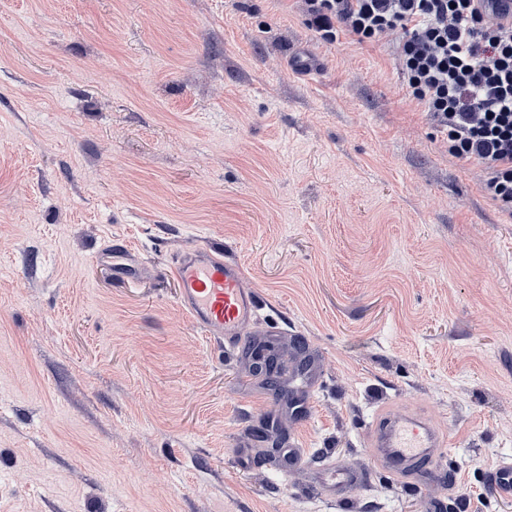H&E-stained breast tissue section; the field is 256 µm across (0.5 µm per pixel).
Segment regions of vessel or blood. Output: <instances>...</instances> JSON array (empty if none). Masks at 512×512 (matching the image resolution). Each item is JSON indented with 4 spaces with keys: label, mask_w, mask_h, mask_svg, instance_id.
Instances as JSON below:
<instances>
[{
    "label": "vessel or blood",
    "mask_w": 512,
    "mask_h": 512,
    "mask_svg": "<svg viewBox=\"0 0 512 512\" xmlns=\"http://www.w3.org/2000/svg\"><path fill=\"white\" fill-rule=\"evenodd\" d=\"M172 273L179 300L195 327L210 338L235 347L258 320L260 300L246 280L238 260L215 247L182 249ZM378 460L399 477L423 481L426 469L441 466L448 435L436 432L424 419L394 413L371 425Z\"/></svg>",
    "instance_id": "vessel-or-blood-1"
}]
</instances>
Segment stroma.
Segmentation results:
<instances>
[{"label": "stroma", "mask_w": 512, "mask_h": 512, "mask_svg": "<svg viewBox=\"0 0 512 512\" xmlns=\"http://www.w3.org/2000/svg\"><path fill=\"white\" fill-rule=\"evenodd\" d=\"M484 178L389 36L322 37L302 0H0V512H512V217ZM190 244L260 297L235 349L179 301ZM404 406L453 438L425 493L368 445ZM251 356L255 373L263 377L264 381L270 386L276 385V372L271 366L277 356L274 354L271 347L257 344L253 348Z\"/></svg>", "instance_id": "35a3bbf8"}]
</instances>
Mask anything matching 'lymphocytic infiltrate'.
I'll return each mask as SVG.
<instances>
[{
	"mask_svg": "<svg viewBox=\"0 0 512 512\" xmlns=\"http://www.w3.org/2000/svg\"><path fill=\"white\" fill-rule=\"evenodd\" d=\"M323 37L388 34L409 96L448 137V151L485 169L483 190L512 215V21L482 0H304Z\"/></svg>",
	"mask_w": 512,
	"mask_h": 512,
	"instance_id": "f902f5d3",
	"label": "lymphocytic infiltrate"
}]
</instances>
